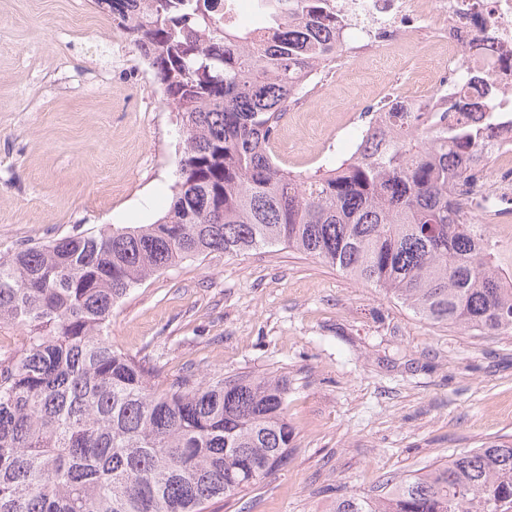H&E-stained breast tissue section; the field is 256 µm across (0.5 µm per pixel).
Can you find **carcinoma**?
Segmentation results:
<instances>
[{"label": "carcinoma", "instance_id": "carcinoma-1", "mask_svg": "<svg viewBox=\"0 0 512 512\" xmlns=\"http://www.w3.org/2000/svg\"><path fill=\"white\" fill-rule=\"evenodd\" d=\"M181 116L172 204L153 224L0 255V512H207L288 464L287 383L159 369L112 345L113 307L155 272L286 245L406 304L422 320L512 334V275L458 188L484 127L404 112L351 155L302 176L271 145L292 95L336 63L330 0H259L261 31L224 0H96ZM494 111L496 87L481 71ZM334 512H512V441L485 442Z\"/></svg>", "mask_w": 512, "mask_h": 512}]
</instances>
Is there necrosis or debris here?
Returning a JSON list of instances; mask_svg holds the SVG:
<instances>
[{
    "mask_svg": "<svg viewBox=\"0 0 512 512\" xmlns=\"http://www.w3.org/2000/svg\"><path fill=\"white\" fill-rule=\"evenodd\" d=\"M336 38L350 45L354 63L394 54L418 39L443 56L424 70L428 97L408 91L404 102L416 111L423 101L435 109L455 99L472 102L468 121L487 132L472 164L478 177L470 187L473 223L498 224L512 207V0H335ZM482 67L500 89L496 116L482 105L485 87L470 82L469 70Z\"/></svg>",
    "mask_w": 512,
    "mask_h": 512,
    "instance_id": "1",
    "label": "necrosis or debris"
}]
</instances>
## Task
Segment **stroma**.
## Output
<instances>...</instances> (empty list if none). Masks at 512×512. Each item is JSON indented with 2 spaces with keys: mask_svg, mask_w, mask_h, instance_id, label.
<instances>
[{
  "mask_svg": "<svg viewBox=\"0 0 512 512\" xmlns=\"http://www.w3.org/2000/svg\"><path fill=\"white\" fill-rule=\"evenodd\" d=\"M410 42L356 75L320 74L278 136L277 163L311 173L355 144L342 116L392 94L428 59ZM128 35L94 0H0V254L75 230L151 224L181 149ZM112 343L186 373L287 380V466L208 512H332L387 481L512 436V335L424 322L381 289L277 245L212 252L156 272L112 310Z\"/></svg>",
  "mask_w": 512,
  "mask_h": 512,
  "instance_id": "35a3bbf8",
  "label": "stroma"
}]
</instances>
